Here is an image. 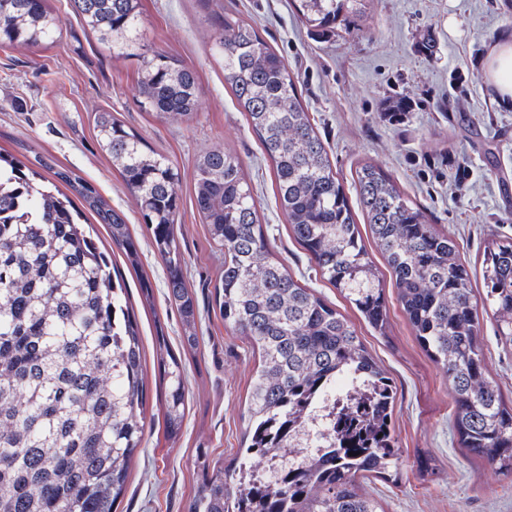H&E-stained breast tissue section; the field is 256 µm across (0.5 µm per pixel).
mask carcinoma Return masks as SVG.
I'll return each instance as SVG.
<instances>
[{
    "label": "carcinoma",
    "mask_w": 512,
    "mask_h": 512,
    "mask_svg": "<svg viewBox=\"0 0 512 512\" xmlns=\"http://www.w3.org/2000/svg\"><path fill=\"white\" fill-rule=\"evenodd\" d=\"M75 14L110 51L139 63L140 106L175 121L200 101L195 72L141 43L139 0H71ZM371 0H295L322 34L365 17ZM224 82L274 165L277 202L316 273L343 293L379 335L388 301L357 214L298 94V77L248 22L215 20ZM60 19L48 0H0V42L50 44ZM96 138L133 195L166 269V296L179 312L181 350L199 338L196 302L174 234L179 173L112 113H95ZM40 168L69 186L77 206L40 173L0 152V512H116L145 436L142 347L126 284L82 223L89 210L128 261L139 243L125 214L49 157ZM357 204L387 261L415 336L448 375L454 427L463 447L512 476V405L487 371L469 267L456 240L438 232L379 165L357 171ZM194 199L224 250L215 286L224 322L260 353L252 378L244 456L229 477L201 462L189 512H384L357 477L395 476L396 387L354 326L272 252L239 156L214 146L195 160ZM483 308L497 342L512 348V238L493 239L482 261ZM165 385L164 428L181 431L186 410L181 354L155 322ZM371 394L315 421L317 399L336 384Z\"/></svg>",
    "instance_id": "1"
}]
</instances>
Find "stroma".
Returning a JSON list of instances; mask_svg holds the SVG:
<instances>
[{
    "mask_svg": "<svg viewBox=\"0 0 512 512\" xmlns=\"http://www.w3.org/2000/svg\"><path fill=\"white\" fill-rule=\"evenodd\" d=\"M48 4L61 20L55 43L24 49L0 43V150L29 166L36 156L52 155L122 210L140 243L138 266L127 264L121 252L112 255L139 322L151 422L117 512H188L199 481L198 450H206L211 465L224 469L243 441L259 352L219 312L215 285L224 254L193 204L195 160L213 146L242 160L272 251L302 285L315 289L354 325L396 386L399 479L371 476L360 479L361 488L379 498L385 512H512V477L460 448L448 378L417 343L381 252L367 247L388 300L384 337L373 335L295 241L277 204L273 165L224 83L211 22L218 13L254 25L298 74L302 102L347 195L356 194L362 163L380 165L440 231L458 242L479 299L485 246L491 238L512 237V106L501 105L482 78L490 47L512 34V0H372L359 30L340 28L328 38L317 36L297 16L292 0H141L146 50L176 58L198 77L200 106L179 123L139 106L137 59L108 53L84 29L70 0ZM429 35L436 41L430 56L421 50ZM99 110L114 113L180 173L176 238L197 303L199 346L182 356L188 403L182 429L173 438L163 428L154 321H166L175 348L181 320L166 301L164 264L136 201L98 145L93 116ZM144 276L154 285L149 302L139 290ZM494 330L492 316L481 315L488 372L511 400L512 349L498 345Z\"/></svg>",
    "mask_w": 512,
    "mask_h": 512,
    "instance_id": "obj_1",
    "label": "stroma"
}]
</instances>
